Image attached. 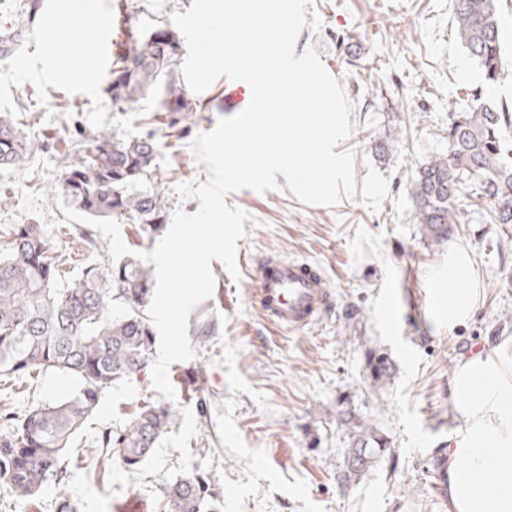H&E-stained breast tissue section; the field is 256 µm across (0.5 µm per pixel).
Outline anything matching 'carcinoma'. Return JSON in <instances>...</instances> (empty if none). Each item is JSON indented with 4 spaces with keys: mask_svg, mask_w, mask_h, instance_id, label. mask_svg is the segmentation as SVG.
I'll use <instances>...</instances> for the list:
<instances>
[{
    "mask_svg": "<svg viewBox=\"0 0 512 512\" xmlns=\"http://www.w3.org/2000/svg\"><path fill=\"white\" fill-rule=\"evenodd\" d=\"M456 31L469 56L489 81L502 70L500 26L495 0H455ZM112 68L108 92L124 109L150 100L156 112H191L193 106L175 74L181 53L168 26L128 36ZM451 115L448 153L417 168L411 184L415 218L424 235L440 244L460 223V198L485 200L493 224H512V152L501 131L512 125V110L490 106L481 92ZM34 149L12 120L0 115V167L13 165ZM156 143L152 137L125 138L101 131L72 149L64 166L62 191L83 213L119 216L156 233L167 223L166 205L151 185ZM9 252L0 256V382L33 379L43 371L72 378L68 396L27 413L11 411L0 395V483L30 500L50 481L62 482L68 450L85 432L102 394L147 365L153 328L144 307L153 280L134 255L106 269L89 266L78 278L59 280L60 257L40 224L8 229ZM119 304L116 312L112 305ZM174 422L163 405L144 404L120 428L87 440L85 457H102L126 470L137 469ZM357 465L365 467L383 449L373 431L360 434ZM164 512H223L221 494L210 477L189 472L164 489Z\"/></svg>",
    "mask_w": 512,
    "mask_h": 512,
    "instance_id": "cac0c4a2",
    "label": "carcinoma"
}]
</instances>
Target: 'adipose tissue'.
Returning <instances> with one entry per match:
<instances>
[{
	"mask_svg": "<svg viewBox=\"0 0 512 512\" xmlns=\"http://www.w3.org/2000/svg\"><path fill=\"white\" fill-rule=\"evenodd\" d=\"M447 279L448 292L438 302L454 329L476 307L475 263L468 250L449 248ZM454 392L461 424L445 450L448 512H512V356L502 351L462 357Z\"/></svg>",
	"mask_w": 512,
	"mask_h": 512,
	"instance_id": "ef3b65f1",
	"label": "adipose tissue"
}]
</instances>
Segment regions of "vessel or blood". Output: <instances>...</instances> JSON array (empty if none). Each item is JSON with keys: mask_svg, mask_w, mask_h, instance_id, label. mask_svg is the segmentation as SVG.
<instances>
[{"mask_svg": "<svg viewBox=\"0 0 512 512\" xmlns=\"http://www.w3.org/2000/svg\"><path fill=\"white\" fill-rule=\"evenodd\" d=\"M255 301L279 326L297 330L319 320L331 299L322 271L306 261L267 257L257 268Z\"/></svg>", "mask_w": 512, "mask_h": 512, "instance_id": "obj_1", "label": "vessel or blood"}]
</instances>
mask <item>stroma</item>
<instances>
[{
  "instance_id": "35a3bbf8",
  "label": "stroma",
  "mask_w": 512,
  "mask_h": 512,
  "mask_svg": "<svg viewBox=\"0 0 512 512\" xmlns=\"http://www.w3.org/2000/svg\"><path fill=\"white\" fill-rule=\"evenodd\" d=\"M60 2L0 0V35L23 34L14 54L0 57V113L35 143L18 164L0 168V253L10 244L7 227L42 225L69 281L111 259L108 239L86 247L78 223H67L55 202L74 142L105 129L153 136L154 185L168 210L192 214L199 200L179 202L173 188L207 182L191 143L232 112L224 77L189 93L191 112H158L148 101L113 107L108 61L87 93L43 61L42 32ZM114 3L98 0V17L65 24L69 56L171 24L192 0H124L119 11ZM315 8L322 28H303L295 52L314 46L354 105V129L337 149L355 153V196L327 207L305 205L288 190L228 193L227 206L250 216L237 242L241 278L212 261L213 295L188 323L206 320L215 329L191 337L194 357L171 365L175 421L150 458L134 471L69 464L65 483L43 485L32 502L1 485L0 512H56L63 496L77 512H158L164 486L194 470L219 487L224 512H448L439 451L460 424L459 361L476 350L512 354V224L490 223L485 208L466 198L458 234L434 244L415 220L410 177L447 153L449 114L465 105L468 90L512 105V0H496L503 67L495 83L460 43L454 0H316ZM381 142L383 159L375 149ZM452 244L473 252L480 288L473 317L453 330L432 305L448 289ZM274 255L322 270L332 298L317 323L289 331L258 309L251 274ZM375 357L385 359L388 378L375 380ZM73 389L70 377L49 371L12 382L11 405L21 414ZM145 401H164L147 369L105 392L95 428L123 426ZM363 426L386 448L354 472Z\"/></svg>"
}]
</instances>
